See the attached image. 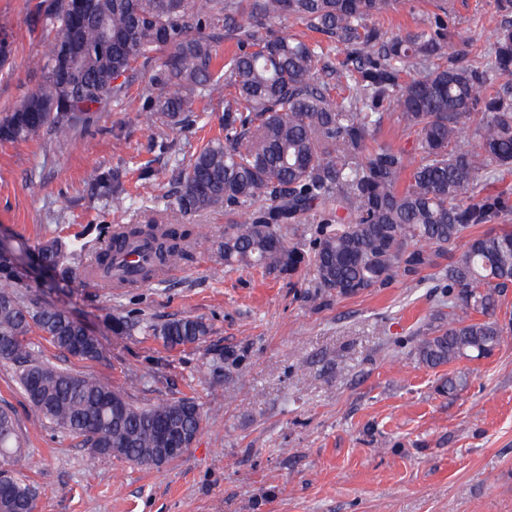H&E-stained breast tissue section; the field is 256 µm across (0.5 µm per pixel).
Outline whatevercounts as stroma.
Wrapping results in <instances>:
<instances>
[{
    "label": "stroma",
    "mask_w": 512,
    "mask_h": 512,
    "mask_svg": "<svg viewBox=\"0 0 512 512\" xmlns=\"http://www.w3.org/2000/svg\"><path fill=\"white\" fill-rule=\"evenodd\" d=\"M51 0H0L11 53L0 63V114L20 105L41 75L30 60L49 33L30 16ZM429 0H398L377 17L388 34L434 23ZM501 17L494 0H455L445 26L451 48L484 54ZM155 63L134 64L122 103H107L63 144L0 141V231L14 245L56 237L82 250L69 278L31 268L44 296L98 336L104 357L82 360L40 331L28 340L41 359L108 379L134 405L189 398L204 415L191 448L161 468L94 459L78 440L42 425L0 363V409L26 448L17 468L44 492L37 512H512V335L486 358L437 369L414 346L432 318L447 316V257L384 288L309 301L314 271L295 276L238 268L217 277L219 246L237 216L221 206L173 224L196 227L191 261L176 275L136 288L84 280L82 264L117 224L157 216L182 157L218 136L224 101L183 126L147 131L144 87ZM126 171L123 208L104 205L86 173ZM127 320L113 334L110 318ZM181 316L210 328L199 343L167 348L147 325ZM465 373L455 396L439 377Z\"/></svg>",
    "instance_id": "obj_1"
}]
</instances>
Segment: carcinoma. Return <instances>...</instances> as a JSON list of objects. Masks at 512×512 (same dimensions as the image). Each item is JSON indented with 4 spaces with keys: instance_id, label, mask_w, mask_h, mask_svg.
Here are the masks:
<instances>
[{
    "instance_id": "obj_1",
    "label": "carcinoma",
    "mask_w": 512,
    "mask_h": 512,
    "mask_svg": "<svg viewBox=\"0 0 512 512\" xmlns=\"http://www.w3.org/2000/svg\"><path fill=\"white\" fill-rule=\"evenodd\" d=\"M54 0L31 17V27L56 32L34 61L44 73L21 104L0 115V140H68L92 107L119 102L117 80L139 59L158 66L145 92L153 112L144 125L182 122L198 99L234 89L226 101L224 138L207 142L180 160L175 189L164 211L194 215L220 205L264 201L260 218L235 225L224 236V267L262 268L292 276L313 266L314 296L338 297L389 285L397 277L448 256V323L423 334L417 362L444 367L461 358L486 357L512 330L496 318L498 298L512 288V229H474L497 223L512 208L505 195L484 192L481 174L512 172V95L490 92L492 77L512 73V0H495L504 20L481 60L447 52L451 34L438 23L414 33L387 36L370 23L394 0ZM323 32L349 52L350 94L331 98L319 81L323 56L304 39L263 36L260 28L282 16ZM75 35L79 60L65 81L63 47ZM236 40L239 53L225 76L215 73L216 45ZM388 104L403 129L415 136L420 158L369 138ZM123 173L92 169L87 180L114 206L127 193ZM318 214L331 231L304 248L286 243L280 225ZM190 232L152 217L121 224L86 265L112 282L122 252L155 253L141 264L145 280L161 264L190 255ZM40 264L65 277L69 247L56 238L34 248ZM480 318H472V314ZM62 352L85 360L103 358L98 337L65 310L22 281L12 260L0 256V353L18 366V380L33 410L55 431L77 439L89 453L160 468L174 457L157 430L193 438L202 429L198 405L188 398L132 405L101 379L72 374L37 359L26 342L32 329ZM171 348L195 344L209 333L199 318L184 316L149 327ZM462 375L440 379L453 395ZM22 443L11 414L0 410V464L12 466ZM39 488L16 475L0 484V512H35Z\"/></svg>"
}]
</instances>
